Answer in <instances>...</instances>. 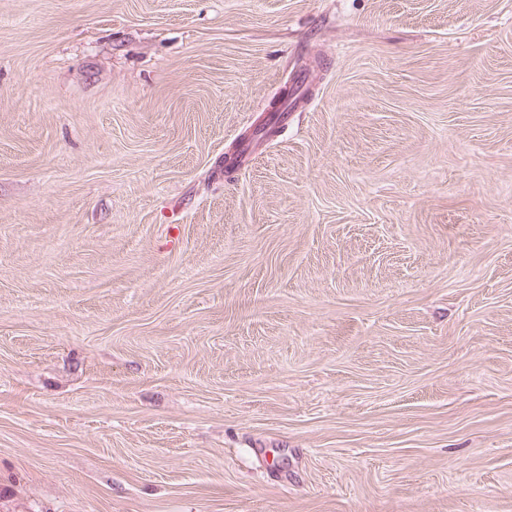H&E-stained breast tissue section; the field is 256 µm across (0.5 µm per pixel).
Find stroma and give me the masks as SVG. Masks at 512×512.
<instances>
[{"instance_id":"obj_1","label":"stroma","mask_w":512,"mask_h":512,"mask_svg":"<svg viewBox=\"0 0 512 512\" xmlns=\"http://www.w3.org/2000/svg\"><path fill=\"white\" fill-rule=\"evenodd\" d=\"M0 494L512 512V0H0Z\"/></svg>"}]
</instances>
